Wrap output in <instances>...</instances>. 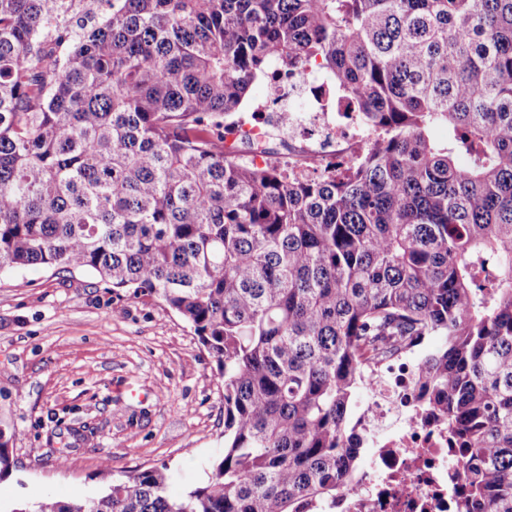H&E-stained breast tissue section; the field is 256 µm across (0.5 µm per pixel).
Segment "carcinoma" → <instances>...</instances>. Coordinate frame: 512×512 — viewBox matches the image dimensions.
Instances as JSON below:
<instances>
[{
    "label": "carcinoma",
    "mask_w": 512,
    "mask_h": 512,
    "mask_svg": "<svg viewBox=\"0 0 512 512\" xmlns=\"http://www.w3.org/2000/svg\"><path fill=\"white\" fill-rule=\"evenodd\" d=\"M308 67L378 131L362 161L224 151L255 81ZM38 265L189 325L224 453L179 497L163 463L0 512H327L361 480L353 393L432 337L455 512H512V0H0V273Z\"/></svg>",
    "instance_id": "cac0c4a2"
}]
</instances>
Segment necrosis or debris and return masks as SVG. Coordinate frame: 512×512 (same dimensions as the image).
<instances>
[{
	"instance_id": "obj_1",
	"label": "necrosis or debris",
	"mask_w": 512,
	"mask_h": 512,
	"mask_svg": "<svg viewBox=\"0 0 512 512\" xmlns=\"http://www.w3.org/2000/svg\"><path fill=\"white\" fill-rule=\"evenodd\" d=\"M313 71L273 84L258 104V123L230 116L226 140L245 161L260 166L275 159V142L287 144L284 158L298 176L338 163L357 162L375 134L357 119L343 121L329 102L313 100L295 118L282 122L290 98ZM292 111V110H291ZM419 356H403L376 373L355 426L372 450V468L358 486L341 494L336 512H453L457 464L447 429L435 413L416 407Z\"/></svg>"
}]
</instances>
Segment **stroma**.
I'll list each match as a JSON object with an SVG mask.
<instances>
[{"instance_id": "stroma-1", "label": "stroma", "mask_w": 512, "mask_h": 512, "mask_svg": "<svg viewBox=\"0 0 512 512\" xmlns=\"http://www.w3.org/2000/svg\"><path fill=\"white\" fill-rule=\"evenodd\" d=\"M0 424L17 463L1 503L83 501L163 462L179 494L224 452L215 359L155 299L88 270L0 273Z\"/></svg>"}]
</instances>
